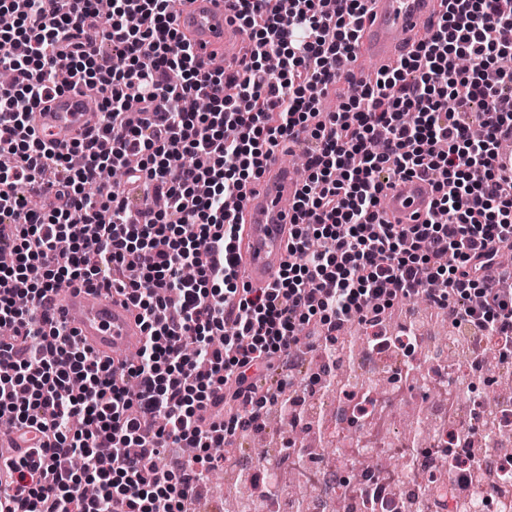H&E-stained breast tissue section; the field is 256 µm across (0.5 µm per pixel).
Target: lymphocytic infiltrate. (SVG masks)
Returning <instances> with one entry per match:
<instances>
[{
    "label": "lymphocytic infiltrate",
    "mask_w": 512,
    "mask_h": 512,
    "mask_svg": "<svg viewBox=\"0 0 512 512\" xmlns=\"http://www.w3.org/2000/svg\"><path fill=\"white\" fill-rule=\"evenodd\" d=\"M252 42L235 73L199 64L169 0H0V425L44 443L11 462V512H187L221 458L273 402L268 376L325 351L347 322L422 299L452 325L496 336L512 364V70L499 38L512 0H441L436 33L338 111L318 99L353 59L366 0H229ZM97 28L111 58L69 33ZM471 62L460 70L459 59ZM93 87L101 125L60 149L29 118L51 94ZM188 97L204 113L184 111ZM305 133L293 259L273 286L243 283L235 257L244 199L278 148ZM152 184L165 206L134 208L104 170ZM436 200L422 223L380 219L395 178ZM47 206L31 210L26 197ZM325 248L312 252V238ZM100 283L133 302L145 342L113 366L79 347L46 304ZM94 498L79 494L83 482Z\"/></svg>",
    "instance_id": "f902f5d3"
}]
</instances>
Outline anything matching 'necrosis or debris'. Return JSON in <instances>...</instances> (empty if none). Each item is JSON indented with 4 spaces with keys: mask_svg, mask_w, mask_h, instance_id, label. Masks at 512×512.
I'll return each mask as SVG.
<instances>
[{
    "mask_svg": "<svg viewBox=\"0 0 512 512\" xmlns=\"http://www.w3.org/2000/svg\"><path fill=\"white\" fill-rule=\"evenodd\" d=\"M364 334L366 344L358 363L361 373L404 369L423 355L427 389L403 376L385 392L360 390L337 398L326 417L315 398H300L292 407L298 426L319 429L335 446V454L304 461L281 452L260 459L244 448L225 457V469L263 467L274 477L287 470L297 472L307 496L296 499L282 487L259 498L257 512H440L450 500L447 487L438 482L444 473L460 488L462 498L487 505L483 487L466 482L463 466L475 445L466 426L479 407L473 403L461 410L457 386L460 379L476 382L487 376L485 357L495 348L494 337H471L467 355L455 363L452 342L431 341L414 318L407 319L399 332L386 323L371 322ZM409 403L424 407L432 416L436 431L431 438L392 437L389 412ZM393 459L406 460V468L390 467Z\"/></svg>",
    "mask_w": 512,
    "mask_h": 512,
    "instance_id": "1",
    "label": "necrosis or debris"
}]
</instances>
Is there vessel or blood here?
<instances>
[{
	"label": "vessel or blood",
	"instance_id": "vessel-or-blood-1",
	"mask_svg": "<svg viewBox=\"0 0 512 512\" xmlns=\"http://www.w3.org/2000/svg\"><path fill=\"white\" fill-rule=\"evenodd\" d=\"M437 0H367L356 56L349 65L351 83L360 85L375 71H383L407 55L433 27ZM226 0H187L177 17L178 29L190 38L197 59L204 64L223 57L225 70L236 69L249 45L248 34L232 23ZM102 114L90 110L77 90L53 94L31 120L34 135L46 146L71 144L97 128ZM299 182L292 169L270 163L257 185L249 187L241 212L245 219L238 244L239 262L248 279L272 284L288 261L294 202ZM436 194L428 180L408 176L393 181L384 191L381 210L394 224H418L432 209ZM55 314L74 331L79 341L103 357L140 349L144 331L131 307L111 300L100 288L76 285L60 293ZM35 433L0 435V464L37 447Z\"/></svg>",
	"mask_w": 512,
	"mask_h": 512
}]
</instances>
